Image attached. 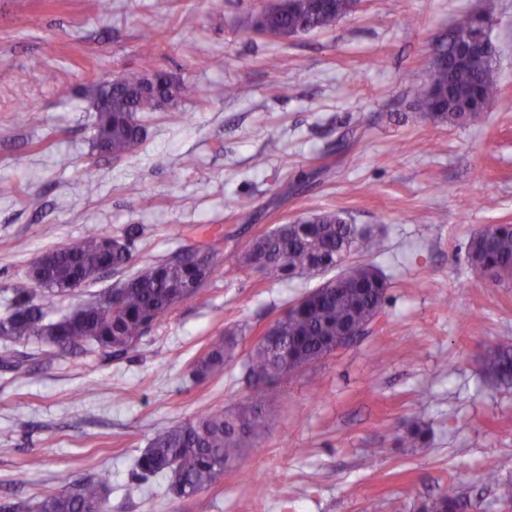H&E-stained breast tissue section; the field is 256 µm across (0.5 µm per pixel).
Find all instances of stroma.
I'll use <instances>...</instances> for the list:
<instances>
[{
    "label": "stroma",
    "instance_id": "obj_1",
    "mask_svg": "<svg viewBox=\"0 0 512 512\" xmlns=\"http://www.w3.org/2000/svg\"><path fill=\"white\" fill-rule=\"evenodd\" d=\"M268 3L0 0V309L36 259L94 227L127 241L132 262L60 299L58 315L181 249L238 252L333 210L381 242L369 257L388 283L380 318L252 387L243 362L257 337L329 275L221 264L128 352L0 343V496L34 501L105 476L107 512H419L451 488L465 512H504L478 476L492 467L512 481V387L496 386L482 355L512 337V283L485 284L467 245L484 225L512 224V0H358L333 29L277 39L252 31ZM478 14L499 94L452 126L417 91L449 29ZM149 45L183 93L142 115L135 153H98L81 90L139 68ZM79 180L90 193L72 192ZM230 331L223 374L196 379L195 358ZM256 400L268 427L223 486L179 499L166 478L137 483L156 430ZM416 423L429 438L413 446Z\"/></svg>",
    "mask_w": 512,
    "mask_h": 512
}]
</instances>
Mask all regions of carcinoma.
Listing matches in <instances>:
<instances>
[{
    "label": "carcinoma",
    "mask_w": 512,
    "mask_h": 512,
    "mask_svg": "<svg viewBox=\"0 0 512 512\" xmlns=\"http://www.w3.org/2000/svg\"><path fill=\"white\" fill-rule=\"evenodd\" d=\"M274 0L264 9L263 31L281 36L328 30L351 11V0ZM473 30L465 23L448 31L437 60L431 62L427 84L419 91L421 108L453 125L468 122L465 110L478 111L496 98V46L464 58ZM96 112L93 139L114 156L132 154L143 129L137 115L156 112L161 100H177L180 87L165 71L155 68L154 54L143 55L140 70L128 71L114 83L91 92ZM358 230L336 211H322L302 223L283 224L254 239L243 251L219 257L206 250L181 251L150 264L122 283L102 290L91 301L54 322L47 320L57 297L96 281L100 272L117 271L131 259L128 244L109 232L89 230L67 248L44 253L43 264L27 273L36 287L14 288L7 311L0 317V341H36L61 351L93 344L105 352L135 347L146 328L193 298L221 262L252 270L269 279L340 272L300 298L258 341L245 363L247 379L272 384L293 370L331 353L344 328L365 326L384 303L385 277L370 262L342 267L357 246ZM467 256L480 275L493 284L512 271V224H487L469 241ZM288 346V358L279 354ZM234 337L214 342L193 363V373L206 378L224 369ZM486 371L503 386H512V339L487 349ZM267 427L266 414L256 404L236 413L208 411L193 420L156 431L135 461L137 476L167 475L169 489L189 499L224 483L243 449L252 446ZM481 480L496 487L498 500L512 506V483L499 479L493 467ZM108 478L88 479L63 492L47 493L34 505L18 498L0 499V512H105ZM462 499L444 492L422 507L423 512H461Z\"/></svg>",
    "instance_id": "cac0c4a2"
}]
</instances>
